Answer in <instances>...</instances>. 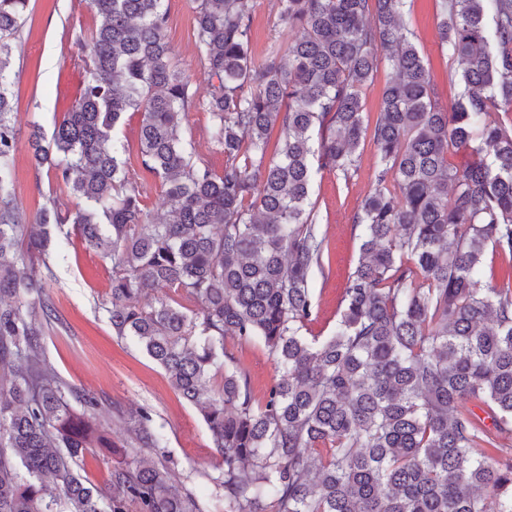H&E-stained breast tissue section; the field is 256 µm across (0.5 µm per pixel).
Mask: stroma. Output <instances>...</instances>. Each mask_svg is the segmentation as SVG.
<instances>
[{"label": "stroma", "instance_id": "obj_1", "mask_svg": "<svg viewBox=\"0 0 512 512\" xmlns=\"http://www.w3.org/2000/svg\"><path fill=\"white\" fill-rule=\"evenodd\" d=\"M252 2L253 54H285L293 34L279 18L278 0ZM165 6L166 40L179 68L190 76L197 98H206L209 87L194 36L196 0H165ZM404 12L416 47L429 67L440 104L452 106L461 85L450 52L438 37V0H407ZM97 23L89 0H30L26 23L18 35L21 50L14 63L13 85L18 139L14 166L16 202L28 218H35L52 196L64 210L81 204L79 198L58 186L52 171L34 166L28 138L36 124L44 133H52L71 105V98L61 91V77L68 72L79 83L86 72L85 54L75 44L74 34L90 31ZM140 124V113H127L116 134L125 146L122 159L127 175L143 186L146 207L157 216L162 212L164 187L141 162ZM210 124L209 112L193 109L183 125V136L194 162L219 173L225 158L210 142ZM357 153L358 168L351 178L325 170L313 186L311 200L316 222L326 238L329 260L323 270L314 274L318 317L308 327L311 336L325 337L333 332L343 307L344 277L359 256V231L352 217L372 189L377 156L367 138L361 140ZM52 268L53 276L41 293L53 310L51 321L43 327L42 349L47 361L73 389L98 398L97 417L117 447L128 443L124 414L139 408L150 410L156 426L165 434L166 445L149 450V457L157 461L169 458L178 472L177 488L211 502V479L219 474L222 458L211 446L202 417L174 391L165 371L135 342L113 334L108 313L111 262L87 249L75 236ZM235 355L249 376L254 395L263 396L278 376L275 358L258 344L239 345Z\"/></svg>", "mask_w": 512, "mask_h": 512}]
</instances>
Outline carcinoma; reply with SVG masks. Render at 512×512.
Wrapping results in <instances>:
<instances>
[{
    "mask_svg": "<svg viewBox=\"0 0 512 512\" xmlns=\"http://www.w3.org/2000/svg\"><path fill=\"white\" fill-rule=\"evenodd\" d=\"M29 2L0 0V512H208L169 465L125 450L108 485L82 474L88 449L114 448L97 398L42 354L50 305L26 300L73 229L112 263L113 333L202 414L224 512H512V282L482 285L488 248L512 264V123L493 117L512 115V0H440L462 83L449 110L404 0H279L296 36L263 58L250 50L252 0H198L202 102L173 62L164 0H90L100 23L75 35L88 57L79 97L51 137H29L35 165L84 206L64 212L52 197L34 224L12 177V60ZM380 49L396 80L371 124L361 91ZM197 106L220 174L182 138ZM128 112L141 113V161L165 186L156 220L123 173L115 131ZM367 134L377 164L353 217L360 257L335 330L309 340L325 255L313 184L326 169L349 177ZM452 148L470 162L450 164ZM154 289L201 309L168 295L142 305ZM243 343L282 370L261 398L229 348ZM126 427L133 447H164L147 409Z\"/></svg>",
    "mask_w": 512,
    "mask_h": 512,
    "instance_id": "1",
    "label": "carcinoma"
}]
</instances>
